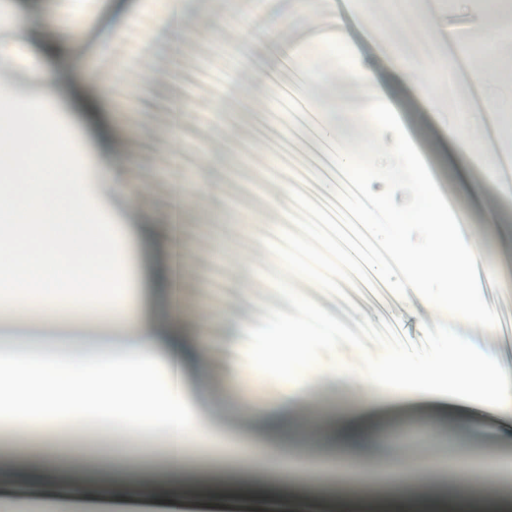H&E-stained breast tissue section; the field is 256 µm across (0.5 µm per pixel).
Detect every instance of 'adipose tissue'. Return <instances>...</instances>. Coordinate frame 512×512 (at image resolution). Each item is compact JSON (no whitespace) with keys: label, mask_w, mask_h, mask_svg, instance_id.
I'll list each match as a JSON object with an SVG mask.
<instances>
[{"label":"adipose tissue","mask_w":512,"mask_h":512,"mask_svg":"<svg viewBox=\"0 0 512 512\" xmlns=\"http://www.w3.org/2000/svg\"><path fill=\"white\" fill-rule=\"evenodd\" d=\"M33 78L41 87L39 98L0 107V288L22 300L32 316L66 304L96 319L121 321L126 356L87 364L46 349L0 360V418L50 427L92 416L134 435L161 423L169 466L158 512H180V463L189 442L207 444L189 385L191 373L204 369V354L183 335L177 306L169 307L162 324L128 311L127 283L117 271L132 239L113 233L112 217L90 199L89 174L99 159L58 111L55 70L37 68ZM277 338L279 354L257 348L251 364L259 373L275 366L287 382L306 377L299 397L308 400L322 375L310 363L312 338L303 327L292 333L278 329ZM458 370L482 406L512 416V366L463 361ZM438 376L433 361L390 354L364 372L366 402L464 400V393L440 385Z\"/></svg>","instance_id":"adipose-tissue-1"}]
</instances>
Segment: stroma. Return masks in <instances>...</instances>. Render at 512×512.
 I'll return each mask as SVG.
<instances>
[{"label":"stroma","mask_w":512,"mask_h":512,"mask_svg":"<svg viewBox=\"0 0 512 512\" xmlns=\"http://www.w3.org/2000/svg\"><path fill=\"white\" fill-rule=\"evenodd\" d=\"M235 8L236 0H183L189 25L178 34L160 21L161 0H0V73L9 80L0 99L37 98L31 71L59 70L60 103L71 124L92 150L112 159L96 170L93 187L115 222L140 236L123 267L128 306L157 321L167 306L158 274L169 262L168 225L171 217L179 219L181 323L203 346L206 367L193 389L207 406L200 425L214 439L207 451L186 454L182 477L190 493L181 512H383L389 496L383 474L339 475L322 466L331 455L325 435L337 409L364 401L356 378L323 376L310 402L291 406L301 425L289 443L291 454L309 460V467L249 468L246 449L277 448L281 441L259 417L233 411L231 402L288 399L275 371L250 374L247 328L259 325L267 308L288 307L274 291L268 269L277 259L262 240L278 237L288 224V186L318 202L331 196L323 172L336 133L325 120L309 126L298 105L319 112L333 96L352 106L360 98L352 76L367 69L392 98L451 210L471 215L461 230L486 254L478 267L486 302L512 307V184L503 175L512 154L494 146V112L512 110V83L486 73L477 82L478 106L461 97L451 112L438 102L455 68L449 35L462 36L461 52L485 69V48L497 43L501 29L494 11L451 14L441 0H378L371 14L363 0H260L250 24L228 34L225 19ZM325 9L336 11L343 39L320 45L327 73L308 72L306 89L285 96L272 79L284 59L303 62L308 49L294 39ZM212 70L223 78L207 92L208 107L200 112L189 104L190 90L200 73ZM110 73L139 83L140 94L103 97L98 79ZM183 101L187 111H175ZM262 118L277 144L287 147L288 160L252 139ZM455 124L468 129L466 144L449 143L445 128ZM188 185L196 194L180 200ZM298 286L345 324L362 314L375 323L384 319L409 341L420 340L423 325H434L438 315L413 292L404 300L356 293L347 304L310 282ZM90 321L65 308L48 321L25 320L6 304L0 306V344L26 353L80 345L124 355V329L94 333ZM507 423L502 414L471 403L443 407L417 399L381 405L365 419L381 452L399 448L412 458L466 453L468 480L479 489L512 486ZM1 439L15 456L0 467L20 478L0 481V512H156L166 492L159 459L166 437L157 426L133 440L86 417L49 430L0 420ZM47 445L75 454L59 461L58 478L42 481V466L29 455ZM107 448L128 453L112 471V492L79 495L77 484L95 479Z\"/></svg>","instance_id":"35a3bbf8"}]
</instances>
